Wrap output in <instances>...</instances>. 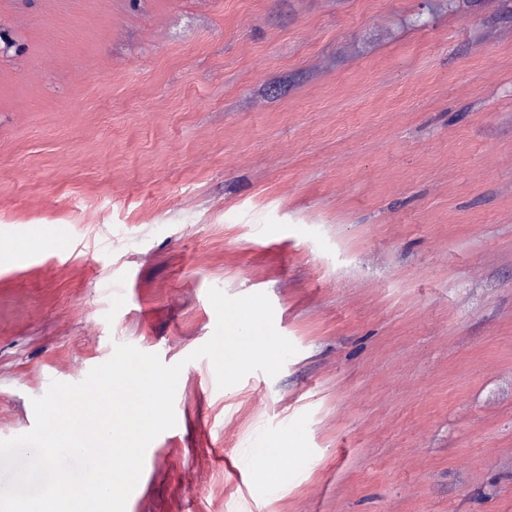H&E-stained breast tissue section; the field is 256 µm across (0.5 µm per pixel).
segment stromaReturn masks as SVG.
<instances>
[{
	"label": "stroma",
	"instance_id": "obj_1",
	"mask_svg": "<svg viewBox=\"0 0 512 512\" xmlns=\"http://www.w3.org/2000/svg\"><path fill=\"white\" fill-rule=\"evenodd\" d=\"M423 2L0 0V440L128 344L183 369L125 512H512V0ZM213 287L276 376L193 359Z\"/></svg>",
	"mask_w": 512,
	"mask_h": 512
}]
</instances>
